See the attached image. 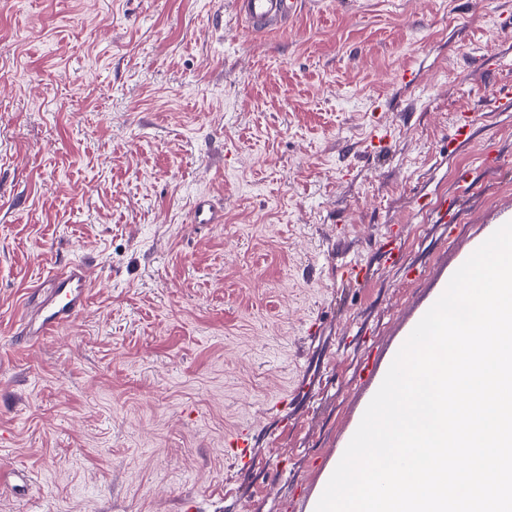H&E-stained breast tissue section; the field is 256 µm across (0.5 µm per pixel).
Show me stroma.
Instances as JSON below:
<instances>
[{"label":"stroma","instance_id":"1","mask_svg":"<svg viewBox=\"0 0 512 512\" xmlns=\"http://www.w3.org/2000/svg\"><path fill=\"white\" fill-rule=\"evenodd\" d=\"M507 86L512 0H301L263 34L234 0H0V465L41 479L0 512H305L512 213ZM75 260L86 310L18 341ZM195 224H220L224 221V210L215 206L205 196H199L194 204Z\"/></svg>","mask_w":512,"mask_h":512}]
</instances>
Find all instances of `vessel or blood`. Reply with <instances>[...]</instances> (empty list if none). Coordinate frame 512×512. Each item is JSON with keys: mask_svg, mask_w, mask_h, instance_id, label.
<instances>
[{"mask_svg": "<svg viewBox=\"0 0 512 512\" xmlns=\"http://www.w3.org/2000/svg\"><path fill=\"white\" fill-rule=\"evenodd\" d=\"M300 5L301 0H236V13L248 29L263 33L294 18ZM193 217L198 224H220L224 211L201 196L195 201ZM89 288L90 278L83 262H72L52 272L33 291L37 304L33 313L23 316L20 338L46 336L73 321L87 306Z\"/></svg>", "mask_w": 512, "mask_h": 512, "instance_id": "vessel-or-blood-1", "label": "vessel or blood"}]
</instances>
